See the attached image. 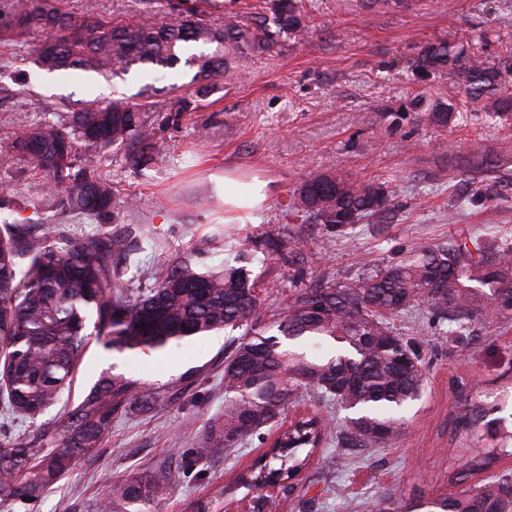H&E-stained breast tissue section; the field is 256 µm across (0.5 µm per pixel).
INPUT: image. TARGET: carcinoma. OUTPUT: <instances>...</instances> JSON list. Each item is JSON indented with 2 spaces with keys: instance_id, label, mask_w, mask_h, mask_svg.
Returning <instances> with one entry per match:
<instances>
[{
  "instance_id": "cac0c4a2",
  "label": "carcinoma",
  "mask_w": 512,
  "mask_h": 512,
  "mask_svg": "<svg viewBox=\"0 0 512 512\" xmlns=\"http://www.w3.org/2000/svg\"><path fill=\"white\" fill-rule=\"evenodd\" d=\"M0 0V44L12 41L15 21L28 19L27 30L52 34L58 52L37 62L53 73L93 71L108 79L135 64L195 71L193 81L229 72L243 54L270 49L282 33L305 27L301 0H266L273 25L257 16L249 23L235 17L212 27L189 10L181 19L152 17L120 24L89 16L80 23L60 12L52 0ZM416 68L427 74L457 77L469 103L482 105L494 119L512 113V94L503 91L512 76L509 55L490 62L469 40H438L424 46ZM411 109L446 126L455 120L451 103L416 95ZM146 104L114 103L100 112L85 108L66 127L38 125L0 149V165L25 159L39 172L45 196L34 209L60 215L98 216L110 207L112 185L98 175L104 149L135 140L139 159L157 156V141L145 118ZM40 138L43 151L27 142ZM396 190L326 174L305 181L293 212L342 233L364 219L382 217ZM224 242V226L213 225L199 244L153 273V284L131 291L112 257L129 251L121 236L70 239L56 231L35 234L29 224L0 230V411L33 419L70 392L76 368L94 336L107 349L163 351L192 338L227 328L248 327L224 359V415L214 418L192 449L208 459L272 425L298 391L310 388L349 412L336 433L321 428L320 418L303 417L284 429L247 485L257 488L275 475L290 479L303 465L298 451L336 439L349 453L391 447L402 433L398 412L419 399L425 373L418 350L390 326L386 315L428 306L438 323L467 329L478 317L512 316V248L471 252L467 243L425 246L382 268H367L345 281L307 289L277 317L279 335L265 336L256 295L258 281L228 260L210 266L206 257ZM261 252L285 255L276 229L261 239ZM154 397L120 375L103 373L85 398L67 413L63 434L49 448H37L24 436L0 439V500L28 505L77 466L80 457L99 447L112 430V414L126 404H147ZM492 456L470 458L460 478L487 470ZM172 489L170 470L130 475L113 481L97 512H160ZM372 512H512V477L493 475L473 490L419 500L402 506L378 499Z\"/></svg>"
}]
</instances>
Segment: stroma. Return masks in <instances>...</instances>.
Instances as JSON below:
<instances>
[{"mask_svg":"<svg viewBox=\"0 0 512 512\" xmlns=\"http://www.w3.org/2000/svg\"><path fill=\"white\" fill-rule=\"evenodd\" d=\"M253 0H56L79 21L99 16L134 23L168 5L200 9L214 26L235 14L248 20ZM486 44L495 58L512 45V7L501 0H322L302 31L278 37L272 49L233 63L231 74L209 82L193 111L173 115L166 104L175 91H195L192 70L137 64L104 79L83 70L50 74L39 81L34 62L39 39L30 31L0 47V145L42 123L68 122L90 105L121 99L141 103L142 87L155 90L148 113L161 152L146 167L128 145L102 153L99 171L112 183L116 210L98 218L57 216L26 208L44 184L23 161L0 167V222L58 225L71 237L143 231L135 254L113 259L132 287L147 284L163 261L180 255L212 225L224 221V178L240 194L254 179L268 181L265 204L233 225L237 242L260 241L266 227H279L288 250L304 265L280 256L251 263L266 320L287 309L305 289L342 281L362 271V261L381 267L409 252L459 240L494 248L512 246V121L488 120L465 102L455 77L414 69L423 45L438 39ZM459 103L463 119L440 127L410 111L417 94ZM491 160L470 169L463 160L472 142ZM385 182L396 190L380 223L362 221L343 233L328 224H305L291 214L299 185L324 173ZM138 200L135 211L122 201ZM391 325L420 348L426 369L422 397L402 412L401 442L369 448L340 462L335 444L311 455L291 490L279 494L275 512H358L393 497L408 504L457 492L453 480L470 449L489 444L483 425L458 424L463 397L498 389L512 391V319H477L471 329L450 334L426 308L390 316ZM241 330L200 336L163 352H117L90 343L80 362L67 405L37 418L0 417V436L24 434L46 448L62 432L65 406H76L105 372L153 390L145 409L120 407L112 431L91 456L35 503L31 512H97L108 480L171 467L173 488L161 512H251L257 491L239 480L269 449L283 423L317 413L340 427L345 413L306 389L262 438L182 471L180 458L224 412V359Z\"/></svg>","mask_w":512,"mask_h":512,"instance_id":"stroma-1","label":"stroma"}]
</instances>
